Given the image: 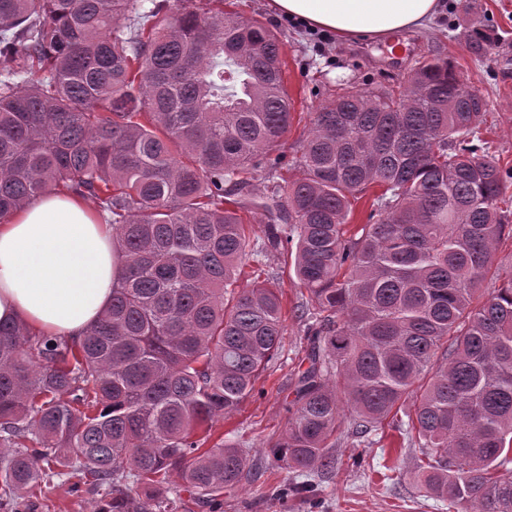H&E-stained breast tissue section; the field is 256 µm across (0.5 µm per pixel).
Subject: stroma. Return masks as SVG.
<instances>
[{
	"mask_svg": "<svg viewBox=\"0 0 512 512\" xmlns=\"http://www.w3.org/2000/svg\"><path fill=\"white\" fill-rule=\"evenodd\" d=\"M224 8L247 20H261L281 34L294 106L284 146L287 157H297L314 112L341 90L401 91L419 63L434 56L452 61L484 97L489 112L482 136L500 167L512 168V0H442L440 11L424 27L389 42L322 36L275 17L268 0H224ZM258 269L283 294L282 357L263 374L238 412L217 424L226 442L249 447L250 461L256 465L288 427V378L305 356L296 310L302 289L289 272L287 256L269 257L260 264L246 261L245 278ZM341 453L363 458L365 469L342 465L332 473L312 475L311 491L284 505L264 499L263 493L276 484L297 482V474L288 469L266 473L245 489L225 493L224 512H449L447 502L419 492L413 472L420 451L401 443L394 431L385 430L373 445H343Z\"/></svg>",
	"mask_w": 512,
	"mask_h": 512,
	"instance_id": "35a3bbf8",
	"label": "stroma"
}]
</instances>
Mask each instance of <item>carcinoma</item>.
Returning a JSON list of instances; mask_svg holds the SVG:
<instances>
[{"label":"carcinoma","mask_w":512,"mask_h":512,"mask_svg":"<svg viewBox=\"0 0 512 512\" xmlns=\"http://www.w3.org/2000/svg\"><path fill=\"white\" fill-rule=\"evenodd\" d=\"M184 2L0 0V219L50 190L90 198L121 261L81 339L0 324V512H36L56 479L93 512H222L252 475L216 424L282 353V294L240 285L270 254L307 292L308 366L262 468H336L345 407L351 435L420 448L427 495L512 512V278L476 296L501 278L512 170L488 155L484 98L427 59L396 96L322 106L290 165L280 36ZM381 193L379 186H374L366 192L363 198L353 203V211L347 224L351 231L356 230L359 224H369V214L372 210L371 204L375 195Z\"/></svg>","instance_id":"1"}]
</instances>
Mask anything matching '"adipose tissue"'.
I'll return each mask as SVG.
<instances>
[{
	"label": "adipose tissue",
	"mask_w": 512,
	"mask_h": 512,
	"mask_svg": "<svg viewBox=\"0 0 512 512\" xmlns=\"http://www.w3.org/2000/svg\"><path fill=\"white\" fill-rule=\"evenodd\" d=\"M275 13L345 39L394 38L422 27L439 0H270ZM120 273L111 225L85 200L47 192L0 221V322L81 338Z\"/></svg>",
	"instance_id": "adipose-tissue-1"
}]
</instances>
